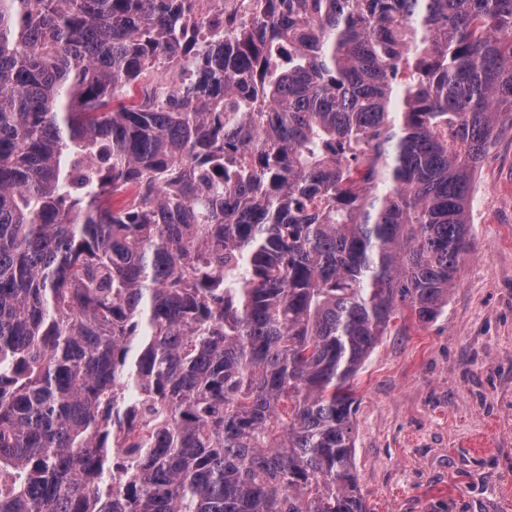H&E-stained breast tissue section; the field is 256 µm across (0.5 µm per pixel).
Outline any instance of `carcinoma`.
I'll return each instance as SVG.
<instances>
[{"instance_id": "cac0c4a2", "label": "carcinoma", "mask_w": 512, "mask_h": 512, "mask_svg": "<svg viewBox=\"0 0 512 512\" xmlns=\"http://www.w3.org/2000/svg\"><path fill=\"white\" fill-rule=\"evenodd\" d=\"M256 2L0 0V512H370L353 378L448 306L512 0ZM192 5L191 25H195L198 37L207 40L223 36L224 19L229 13L244 16L251 11L252 4L248 0H195ZM227 9L228 14L225 13Z\"/></svg>"}]
</instances>
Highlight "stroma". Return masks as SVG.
<instances>
[{
  "label": "stroma",
  "mask_w": 512,
  "mask_h": 512,
  "mask_svg": "<svg viewBox=\"0 0 512 512\" xmlns=\"http://www.w3.org/2000/svg\"><path fill=\"white\" fill-rule=\"evenodd\" d=\"M448 305L383 337L354 384L373 512H512V114L478 165Z\"/></svg>",
  "instance_id": "1"
}]
</instances>
